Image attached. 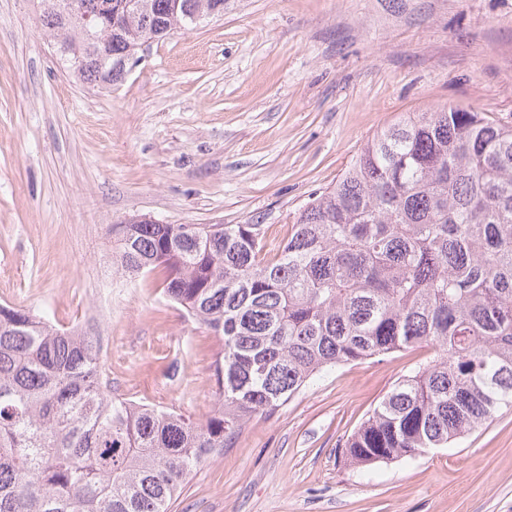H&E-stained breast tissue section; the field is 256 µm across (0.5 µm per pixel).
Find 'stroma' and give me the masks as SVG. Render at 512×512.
I'll return each mask as SVG.
<instances>
[{
	"label": "stroma",
	"mask_w": 512,
	"mask_h": 512,
	"mask_svg": "<svg viewBox=\"0 0 512 512\" xmlns=\"http://www.w3.org/2000/svg\"><path fill=\"white\" fill-rule=\"evenodd\" d=\"M512 122V0H228L108 89L76 81L33 0H0V304L94 329L116 396L202 418L224 345L112 263L109 225L262 224L276 251L367 139L448 104ZM414 348L324 371L253 417L170 512H512V408L445 448L342 446Z\"/></svg>",
	"instance_id": "35a3bbf8"
}]
</instances>
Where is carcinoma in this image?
Returning a JSON list of instances; mask_svg holds the SVG:
<instances>
[{"label": "carcinoma", "instance_id": "1", "mask_svg": "<svg viewBox=\"0 0 512 512\" xmlns=\"http://www.w3.org/2000/svg\"><path fill=\"white\" fill-rule=\"evenodd\" d=\"M227 0H37L76 78L120 82L142 45ZM118 271L224 341L203 421L112 394L97 337L0 306V512H168L187 477L327 367L417 347L345 441L369 466L444 448L512 408V123L445 105L367 140L270 256L261 224L108 229Z\"/></svg>", "mask_w": 512, "mask_h": 512}]
</instances>
